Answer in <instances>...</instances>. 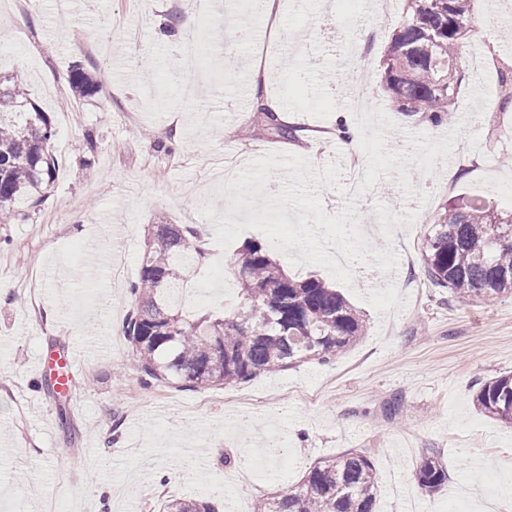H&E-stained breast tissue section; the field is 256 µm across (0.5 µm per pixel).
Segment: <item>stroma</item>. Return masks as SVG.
<instances>
[{
	"mask_svg": "<svg viewBox=\"0 0 512 512\" xmlns=\"http://www.w3.org/2000/svg\"><path fill=\"white\" fill-rule=\"evenodd\" d=\"M283 36L249 0H55L0 26V72L51 112L55 187L29 216L0 223V512H159L194 497L216 512H254L297 487L308 467L359 450L380 483L379 512H512V429L478 412L477 382L512 373V296L486 304L428 279L424 232L450 198L512 207V112L497 109L492 55L512 61V0H477L461 55L453 125L397 111L380 62L400 15L368 0H282ZM203 31L198 95L162 88L186 14ZM376 40L361 44L364 28ZM108 80L71 101L72 62ZM267 73L307 141L245 140L254 124L252 67ZM362 128L351 151L331 135L339 114ZM98 148L84 157V137ZM359 161L367 186L348 191ZM205 227L207 255L191 308L233 298L231 260L248 241H278L288 273L313 274L362 311L365 336L329 363L305 362L246 382L139 384L124 333L131 285L158 215ZM102 263L88 265L92 248ZM125 273L110 280L107 263ZM74 350L70 395L38 358ZM448 489L427 496L412 474L427 449Z\"/></svg>",
	"mask_w": 512,
	"mask_h": 512,
	"instance_id": "1",
	"label": "stroma"
}]
</instances>
